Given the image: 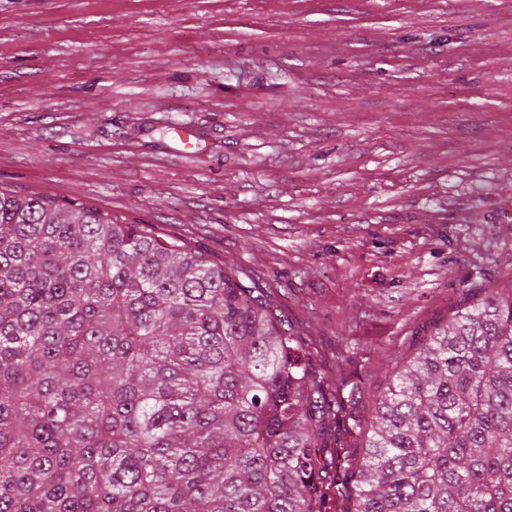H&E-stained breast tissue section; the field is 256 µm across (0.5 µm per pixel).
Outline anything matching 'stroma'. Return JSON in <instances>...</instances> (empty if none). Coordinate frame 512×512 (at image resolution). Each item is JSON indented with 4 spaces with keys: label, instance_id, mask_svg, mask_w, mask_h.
<instances>
[{
    "label": "stroma",
    "instance_id": "obj_1",
    "mask_svg": "<svg viewBox=\"0 0 512 512\" xmlns=\"http://www.w3.org/2000/svg\"><path fill=\"white\" fill-rule=\"evenodd\" d=\"M0 189L240 271L367 420L512 285V0H0Z\"/></svg>",
    "mask_w": 512,
    "mask_h": 512
}]
</instances>
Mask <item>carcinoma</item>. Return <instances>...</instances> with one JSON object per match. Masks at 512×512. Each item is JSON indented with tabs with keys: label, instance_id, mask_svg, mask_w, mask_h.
Returning a JSON list of instances; mask_svg holds the SVG:
<instances>
[{
	"label": "carcinoma",
	"instance_id": "carcinoma-1",
	"mask_svg": "<svg viewBox=\"0 0 512 512\" xmlns=\"http://www.w3.org/2000/svg\"><path fill=\"white\" fill-rule=\"evenodd\" d=\"M339 411L236 273L0 191V512H326ZM346 485L351 512H512V288L397 367Z\"/></svg>",
	"mask_w": 512,
	"mask_h": 512
}]
</instances>
